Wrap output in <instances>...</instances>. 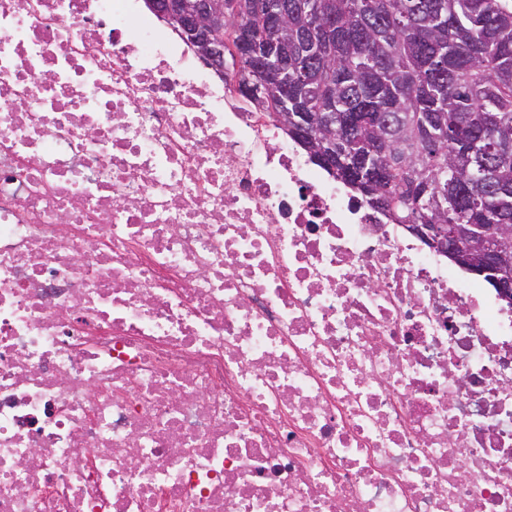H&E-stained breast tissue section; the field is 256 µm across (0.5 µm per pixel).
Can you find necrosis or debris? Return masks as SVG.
Segmentation results:
<instances>
[{"mask_svg":"<svg viewBox=\"0 0 512 512\" xmlns=\"http://www.w3.org/2000/svg\"><path fill=\"white\" fill-rule=\"evenodd\" d=\"M133 0H0V512H512V307Z\"/></svg>","mask_w":512,"mask_h":512,"instance_id":"obj_1","label":"necrosis or debris"}]
</instances>
